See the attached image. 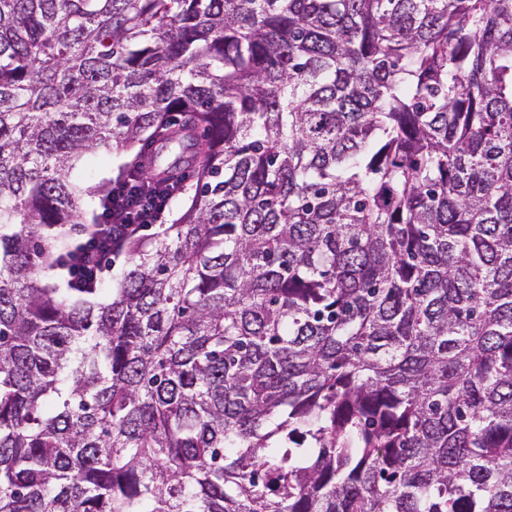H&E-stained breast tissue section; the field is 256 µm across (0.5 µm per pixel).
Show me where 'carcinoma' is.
<instances>
[{
    "instance_id": "cac0c4a2",
    "label": "carcinoma",
    "mask_w": 512,
    "mask_h": 512,
    "mask_svg": "<svg viewBox=\"0 0 512 512\" xmlns=\"http://www.w3.org/2000/svg\"><path fill=\"white\" fill-rule=\"evenodd\" d=\"M0 512H512V0H0ZM131 150H112L83 157L73 170V179L83 189L110 188L125 163L131 158ZM191 181H186L183 186V191L177 193L176 196L170 201L169 199L147 201L143 206L134 212L126 209L112 210V224H90L93 226L90 229L82 249V258L79 262L70 267L69 275L75 280H90L97 282L100 274L103 273L102 266L106 257L96 249L97 238L99 236L105 237L106 240L112 239V236H119L129 233L132 226L128 224H153L152 227L144 228L146 230L141 233L147 237H154L158 235L164 226L162 219L164 213L169 205V213L166 214V220L163 224H171L178 216L182 206L188 201L191 195ZM170 201V204H169ZM136 222V223H131Z\"/></svg>"
}]
</instances>
